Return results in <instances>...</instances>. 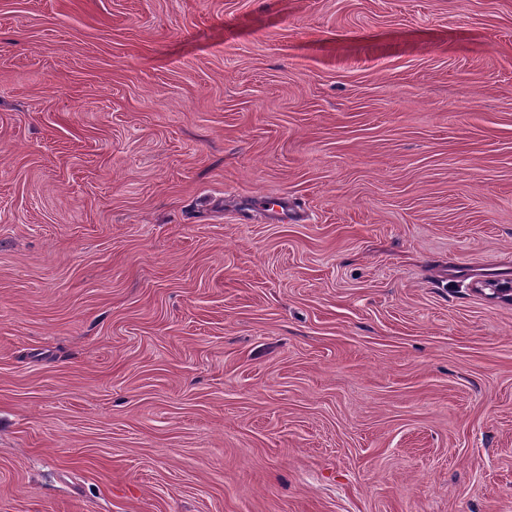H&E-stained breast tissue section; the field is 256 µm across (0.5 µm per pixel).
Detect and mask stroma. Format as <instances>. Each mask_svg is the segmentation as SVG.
Instances as JSON below:
<instances>
[{
  "mask_svg": "<svg viewBox=\"0 0 512 512\" xmlns=\"http://www.w3.org/2000/svg\"><path fill=\"white\" fill-rule=\"evenodd\" d=\"M487 280L512 0H0V512H512Z\"/></svg>",
  "mask_w": 512,
  "mask_h": 512,
  "instance_id": "1",
  "label": "stroma"
}]
</instances>
